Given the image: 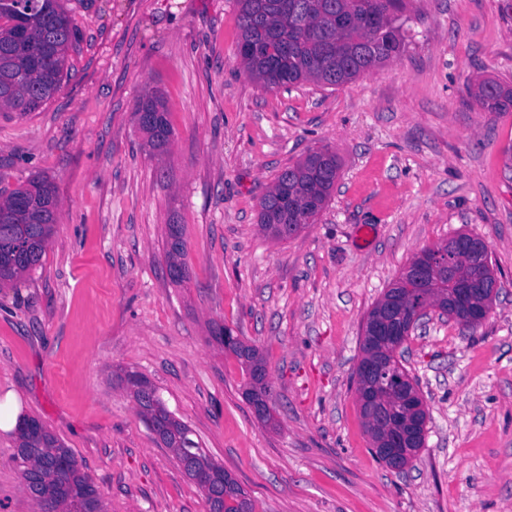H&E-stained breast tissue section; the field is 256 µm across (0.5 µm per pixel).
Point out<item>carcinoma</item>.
<instances>
[{
    "mask_svg": "<svg viewBox=\"0 0 512 512\" xmlns=\"http://www.w3.org/2000/svg\"><path fill=\"white\" fill-rule=\"evenodd\" d=\"M239 44L249 51L240 57L249 75L269 89L290 87L303 81L337 86L398 57L404 48L401 17L404 0H238ZM77 41V27L59 0H0V110L23 115L38 111L58 90L68 51ZM486 112L512 111V85L483 78L470 88ZM140 131L148 146L167 150L171 127L162 96L144 95L135 107ZM340 162L329 149L314 151L282 169L272 189L259 203L261 230L277 240L288 239L315 220L335 186ZM58 202L52 184L41 176L6 192L0 199V280L18 279L39 267L54 224ZM178 242H166L171 278L186 280V241L178 228ZM434 265L431 277L421 283L402 272L384 297H390L403 319L427 301L448 295L466 281L479 283L494 274L491 265L470 257L460 260L441 244L428 248ZM224 351L246 357L255 368L265 365L259 350L235 339ZM269 382L253 377L246 389L250 405L269 400ZM388 406L391 423L425 427L427 411L412 410L402 393L379 392ZM149 427L178 428L185 424L163 408L141 413ZM33 418H19L17 443L37 472L27 477L26 488L42 512H81L92 487L80 472L72 451L45 426L33 430ZM224 492L231 499L245 497L247 512H255L245 489L223 467Z\"/></svg>",
    "mask_w": 512,
    "mask_h": 512,
    "instance_id": "carcinoma-1",
    "label": "carcinoma"
}]
</instances>
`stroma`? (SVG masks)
Returning <instances> with one entry per match:
<instances>
[{
  "mask_svg": "<svg viewBox=\"0 0 512 512\" xmlns=\"http://www.w3.org/2000/svg\"><path fill=\"white\" fill-rule=\"evenodd\" d=\"M405 50L332 87L268 89L237 56L236 0H63L78 29L60 90L0 111V190L39 174L59 219L43 264L0 283V400L71 449L104 512H207L139 415L127 372L251 495L255 512H512V0H405ZM157 91L164 154L134 116ZM330 148L327 207L299 234L259 227L276 175ZM188 279L171 282L167 227ZM481 237L502 291L465 330L435 321L404 365L429 412L404 472L371 452L355 393L362 325L421 249ZM263 353L273 419L212 329ZM0 431V512H40ZM471 95L485 112L512 111V85L495 78H483L470 88Z\"/></svg>",
  "mask_w": 512,
  "mask_h": 512,
  "instance_id": "obj_1",
  "label": "stroma"
}]
</instances>
